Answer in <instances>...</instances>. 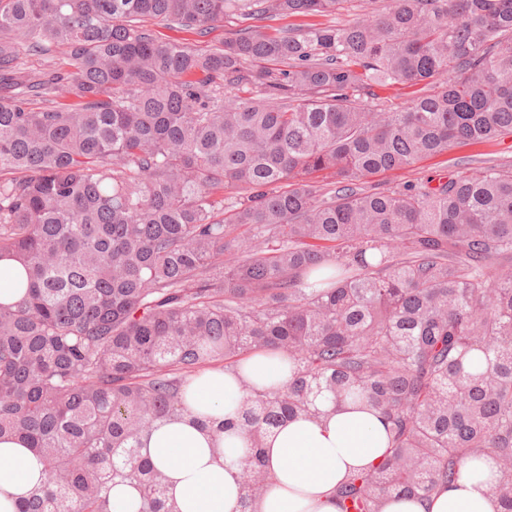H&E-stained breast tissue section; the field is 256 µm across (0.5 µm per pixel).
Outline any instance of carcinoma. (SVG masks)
Returning a JSON list of instances; mask_svg holds the SVG:
<instances>
[{
	"label": "carcinoma",
	"mask_w": 512,
	"mask_h": 512,
	"mask_svg": "<svg viewBox=\"0 0 512 512\" xmlns=\"http://www.w3.org/2000/svg\"><path fill=\"white\" fill-rule=\"evenodd\" d=\"M343 2L0 0V259L23 289L0 303V439L45 474L18 512H111L119 482L140 512H178L143 441L206 365L261 349L288 355V384L201 420L249 438L240 512L268 486L264 439L321 398L389 426L383 460L336 488L343 512L482 460L512 512V166L362 182L512 132V0L256 24ZM226 16L238 30L204 52L149 28ZM22 59L38 73L4 86ZM425 81L400 110L375 103Z\"/></svg>",
	"instance_id": "obj_1"
}]
</instances>
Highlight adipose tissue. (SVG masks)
<instances>
[{
	"label": "adipose tissue",
	"instance_id": "adipose-tissue-1",
	"mask_svg": "<svg viewBox=\"0 0 512 512\" xmlns=\"http://www.w3.org/2000/svg\"><path fill=\"white\" fill-rule=\"evenodd\" d=\"M290 376L281 354L258 351L232 368H213L198 376L187 399L191 412L225 416L234 412L246 386L279 387ZM319 418H294L266 441L270 483L255 512H340L336 488L346 477L377 465L389 447L382 417L368 410L332 409ZM250 443L240 430L220 440L190 420L159 424L142 454L169 478L168 494L180 512H238L245 494L236 462ZM39 457L19 440H0V512L17 505L42 476ZM496 470L469 462L459 477L428 499H387L382 512H496L492 496Z\"/></svg>",
	"mask_w": 512,
	"mask_h": 512
}]
</instances>
